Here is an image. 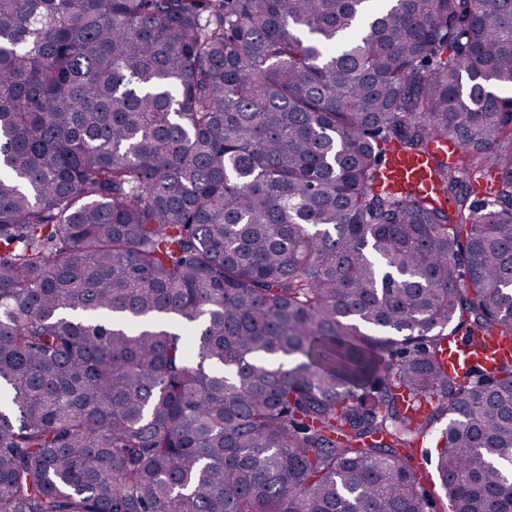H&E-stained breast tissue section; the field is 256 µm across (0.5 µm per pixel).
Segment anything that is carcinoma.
<instances>
[{"label":"carcinoma","mask_w":512,"mask_h":512,"mask_svg":"<svg viewBox=\"0 0 512 512\" xmlns=\"http://www.w3.org/2000/svg\"><path fill=\"white\" fill-rule=\"evenodd\" d=\"M509 87L512 0H0V512H430L431 434L512 512L442 359L512 336ZM387 158L383 171L387 183L409 184L416 194L422 196L436 194L432 164L427 157L407 154L394 148L387 153Z\"/></svg>","instance_id":"cac0c4a2"}]
</instances>
